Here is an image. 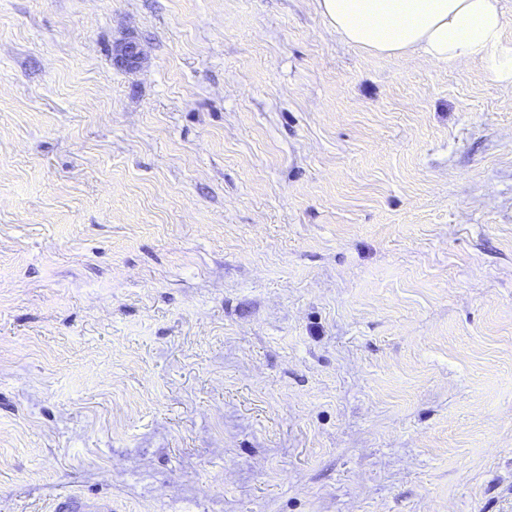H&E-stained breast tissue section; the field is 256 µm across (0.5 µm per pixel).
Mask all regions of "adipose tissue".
Returning a JSON list of instances; mask_svg holds the SVG:
<instances>
[{"label":"adipose tissue","instance_id":"1","mask_svg":"<svg viewBox=\"0 0 512 512\" xmlns=\"http://www.w3.org/2000/svg\"><path fill=\"white\" fill-rule=\"evenodd\" d=\"M346 42L371 54L418 53L457 64L487 62L494 81L512 86V45L503 40L500 0H317Z\"/></svg>","mask_w":512,"mask_h":512}]
</instances>
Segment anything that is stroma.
I'll use <instances>...</instances> for the list:
<instances>
[{"label":"stroma","mask_w":512,"mask_h":512,"mask_svg":"<svg viewBox=\"0 0 512 512\" xmlns=\"http://www.w3.org/2000/svg\"><path fill=\"white\" fill-rule=\"evenodd\" d=\"M72 494L512 512V87L317 0H0V512ZM143 60L144 53L134 37L120 40L113 48V61L120 68L129 71L137 70Z\"/></svg>","instance_id":"35a3bbf8"}]
</instances>
